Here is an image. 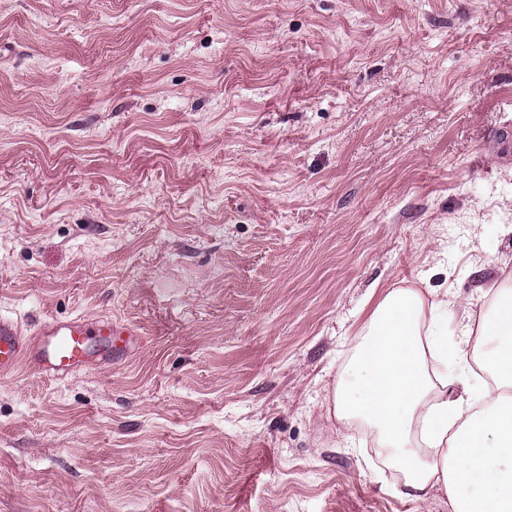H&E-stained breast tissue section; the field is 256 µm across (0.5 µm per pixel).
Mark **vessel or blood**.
Listing matches in <instances>:
<instances>
[{
	"label": "vessel or blood",
	"instance_id": "vessel-or-blood-1",
	"mask_svg": "<svg viewBox=\"0 0 512 512\" xmlns=\"http://www.w3.org/2000/svg\"><path fill=\"white\" fill-rule=\"evenodd\" d=\"M140 343L138 331L109 318L49 319L28 333L0 317V376L25 368L62 380L94 365H115Z\"/></svg>",
	"mask_w": 512,
	"mask_h": 512
}]
</instances>
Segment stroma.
<instances>
[{
	"instance_id": "stroma-1",
	"label": "stroma",
	"mask_w": 512,
	"mask_h": 512,
	"mask_svg": "<svg viewBox=\"0 0 512 512\" xmlns=\"http://www.w3.org/2000/svg\"><path fill=\"white\" fill-rule=\"evenodd\" d=\"M512 0H0V512H451L329 397L380 291L512 290ZM140 333L112 318L48 319L27 333L0 317V376L22 366L49 379L62 380L90 366H110L138 347Z\"/></svg>"
}]
</instances>
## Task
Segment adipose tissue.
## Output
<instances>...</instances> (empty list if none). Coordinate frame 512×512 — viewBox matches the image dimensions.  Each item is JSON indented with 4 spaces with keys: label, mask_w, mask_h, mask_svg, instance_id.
I'll return each mask as SVG.
<instances>
[{
    "label": "adipose tissue",
    "mask_w": 512,
    "mask_h": 512,
    "mask_svg": "<svg viewBox=\"0 0 512 512\" xmlns=\"http://www.w3.org/2000/svg\"><path fill=\"white\" fill-rule=\"evenodd\" d=\"M447 295L424 288L385 289L362 330L347 377L331 399L337 421L358 419L377 436L389 465L401 472L400 497L444 492L452 512H512V293L498 298L479 326L463 325L456 350L470 357L472 335L483 336L485 363L496 378L478 410L448 393V328L439 316Z\"/></svg>",
    "instance_id": "ef3b65f1"
}]
</instances>
